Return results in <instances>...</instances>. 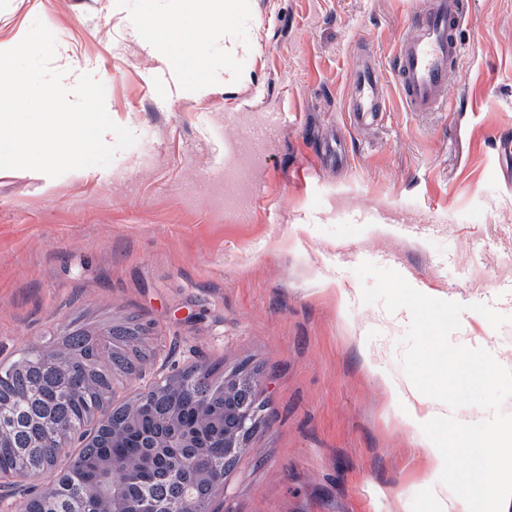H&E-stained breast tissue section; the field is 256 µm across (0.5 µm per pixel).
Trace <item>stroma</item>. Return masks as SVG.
<instances>
[{
	"instance_id": "35a3bbf8",
	"label": "stroma",
	"mask_w": 512,
	"mask_h": 512,
	"mask_svg": "<svg viewBox=\"0 0 512 512\" xmlns=\"http://www.w3.org/2000/svg\"><path fill=\"white\" fill-rule=\"evenodd\" d=\"M417 0H229L225 59L182 0H0V48L35 21L52 66L92 73L136 144L51 178L0 169V361L135 322L155 360L261 370L262 423L215 512H434L440 467L390 389L405 310L364 303L363 262L466 304L452 344L512 366V0H465L453 107L420 118L396 84L375 129L347 115L357 57L381 67ZM198 51L147 52L137 24Z\"/></svg>"
}]
</instances>
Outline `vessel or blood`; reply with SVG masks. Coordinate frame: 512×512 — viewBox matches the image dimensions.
I'll use <instances>...</instances> for the list:
<instances>
[{
  "instance_id": "1",
  "label": "vessel or blood",
  "mask_w": 512,
  "mask_h": 512,
  "mask_svg": "<svg viewBox=\"0 0 512 512\" xmlns=\"http://www.w3.org/2000/svg\"><path fill=\"white\" fill-rule=\"evenodd\" d=\"M463 16V0H424L389 68L373 62L357 69L349 105L354 124L376 120L384 109L390 79L396 81L407 111L418 115L447 111L448 81L464 53L457 37Z\"/></svg>"
}]
</instances>
